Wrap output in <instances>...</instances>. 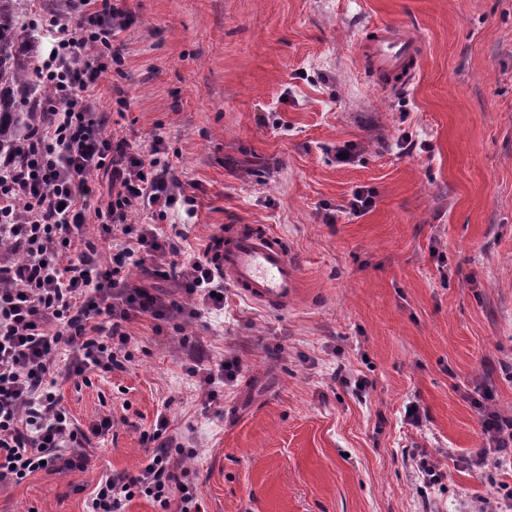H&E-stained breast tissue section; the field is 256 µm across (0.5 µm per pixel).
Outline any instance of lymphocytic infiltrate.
<instances>
[{"label": "lymphocytic infiltrate", "instance_id": "obj_1", "mask_svg": "<svg viewBox=\"0 0 512 512\" xmlns=\"http://www.w3.org/2000/svg\"><path fill=\"white\" fill-rule=\"evenodd\" d=\"M66 7L76 24L56 14L44 21L50 53L38 77L50 95L30 136L0 159V481L17 484L43 468H82L86 448L112 427L105 417L83 428L61 404L60 381L126 370L135 317L199 319L224 305V275L204 255L177 266L179 297L130 284L131 270L146 259L181 252L154 225L129 222L130 213L163 214L186 196L168 178V163L108 135L92 94L103 55L121 56L113 41L126 18L122 0H66ZM103 175L106 206L89 209ZM94 218L101 231L90 237L84 228ZM168 427L158 415L145 465L134 475L102 476L86 512H122L140 496L159 512H200L190 472L178 461L184 450ZM481 431L490 449L470 466L512 465V435L500 415L485 411Z\"/></svg>", "mask_w": 512, "mask_h": 512}]
</instances>
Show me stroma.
I'll use <instances>...</instances> for the list:
<instances>
[{"label": "stroma", "mask_w": 512, "mask_h": 512, "mask_svg": "<svg viewBox=\"0 0 512 512\" xmlns=\"http://www.w3.org/2000/svg\"><path fill=\"white\" fill-rule=\"evenodd\" d=\"M125 6L122 62L94 89L107 132L145 153L161 138L193 201L132 223L180 237L184 260L226 225L269 226L302 253L304 293L274 312L228 283L203 318L134 319L126 370L61 386L81 425L111 416L104 443L84 468L0 482V512H85L101 476L146 463L142 434L161 413L193 451L205 512L511 500L512 468L477 474L468 460L487 446L480 407L512 419V0ZM378 24L423 42L414 80L389 93L356 53ZM358 189L374 206L341 213ZM196 349L208 367L241 360L217 401L186 371ZM422 458L442 474L429 488Z\"/></svg>", "instance_id": "stroma-1"}]
</instances>
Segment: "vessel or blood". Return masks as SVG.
Here are the masks:
<instances>
[{"label":"vessel or blood","instance_id":"b4317fda","mask_svg":"<svg viewBox=\"0 0 512 512\" xmlns=\"http://www.w3.org/2000/svg\"><path fill=\"white\" fill-rule=\"evenodd\" d=\"M357 52L391 90L413 80L422 44L401 27L383 25L373 39L358 45ZM208 257L246 297L266 309H287L300 292V270L293 252L281 235L262 226L238 224L219 232Z\"/></svg>","mask_w":512,"mask_h":512}]
</instances>
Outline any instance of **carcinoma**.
Returning a JSON list of instances; mask_svg holds the SVG:
<instances>
[{"label":"carcinoma","mask_w":512,"mask_h":512,"mask_svg":"<svg viewBox=\"0 0 512 512\" xmlns=\"http://www.w3.org/2000/svg\"><path fill=\"white\" fill-rule=\"evenodd\" d=\"M23 6V0H0V156L19 147L35 119L36 65L27 49L38 34L18 24Z\"/></svg>","instance_id":"carcinoma-1"}]
</instances>
